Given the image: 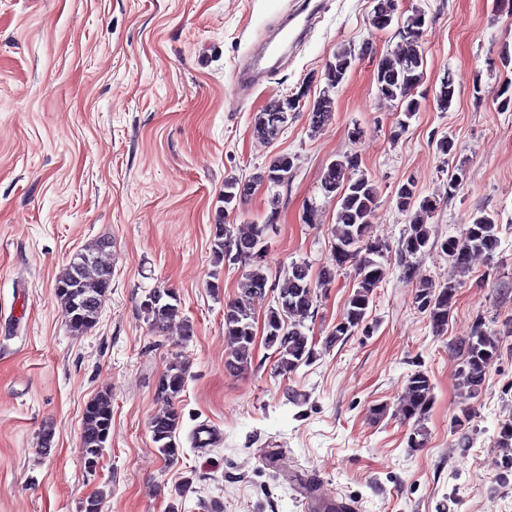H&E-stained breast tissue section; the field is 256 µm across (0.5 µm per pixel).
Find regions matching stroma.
Instances as JSON below:
<instances>
[{
    "label": "stroma",
    "instance_id": "35a3bbf8",
    "mask_svg": "<svg viewBox=\"0 0 512 512\" xmlns=\"http://www.w3.org/2000/svg\"><path fill=\"white\" fill-rule=\"evenodd\" d=\"M294 0H0V512H305V503L343 498L362 512H512V474L495 445L512 421V335L501 339L478 397L464 400L455 344L476 321L512 320V112L493 99L512 69L488 71L486 56L512 51V16L500 0H398L401 16L423 10L422 108L405 119L378 95L374 68L394 51L395 30L372 31L374 0H324L309 39L243 96L236 69L274 30ZM347 79L327 90L336 49L361 48ZM456 99L445 112L433 94L445 69ZM481 94H474V85ZM334 118L318 132L307 113L323 92ZM301 94L300 112L272 141L253 135L257 112ZM361 138H353L354 128ZM447 137L453 156L436 143ZM292 157L290 178L258 185L229 220L279 218L268 240L273 279L292 261L312 271L333 265L331 226L339 207L320 179L340 156L357 155L379 204L372 235L389 245L388 275L368 310V330L331 345L344 319L354 271L320 291L305 324L314 357L281 375L257 334L252 364L224 369V306L242 270L216 261L211 241L223 209L224 179H247L276 155ZM466 161L456 192L448 173ZM413 180L439 206V238L414 258L416 274L459 280L444 335H435L397 252L409 224L395 192ZM314 223H305L308 207ZM496 216L500 245L457 276L440 242L460 236L474 213ZM108 239L112 268L96 326L74 335L55 281L77 250ZM159 288L175 291L179 325L153 331L141 309ZM186 368L174 405L182 413L181 453L168 461L150 429L156 386L171 360ZM433 386L421 421L399 414L408 377ZM112 395V431L96 470L79 448L86 403ZM384 407L383 416L372 410ZM471 418L458 444L454 420ZM220 434L201 447L199 426ZM54 432L40 452L44 427ZM425 445L413 448L416 430Z\"/></svg>",
    "mask_w": 512,
    "mask_h": 512
}]
</instances>
